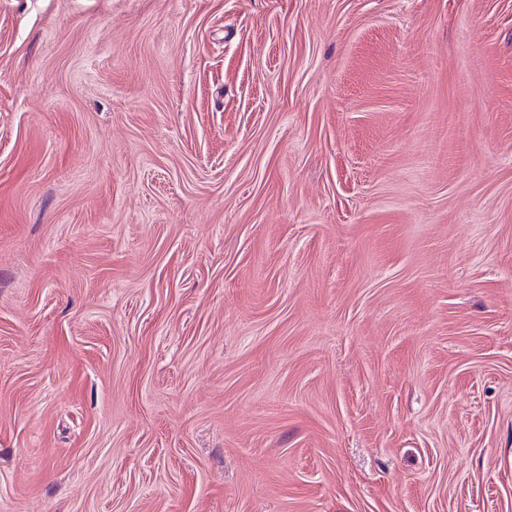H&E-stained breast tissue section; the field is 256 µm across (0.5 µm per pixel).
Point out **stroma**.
<instances>
[{"instance_id":"obj_1","label":"stroma","mask_w":512,"mask_h":512,"mask_svg":"<svg viewBox=\"0 0 512 512\" xmlns=\"http://www.w3.org/2000/svg\"><path fill=\"white\" fill-rule=\"evenodd\" d=\"M0 512H512V0H0Z\"/></svg>"}]
</instances>
